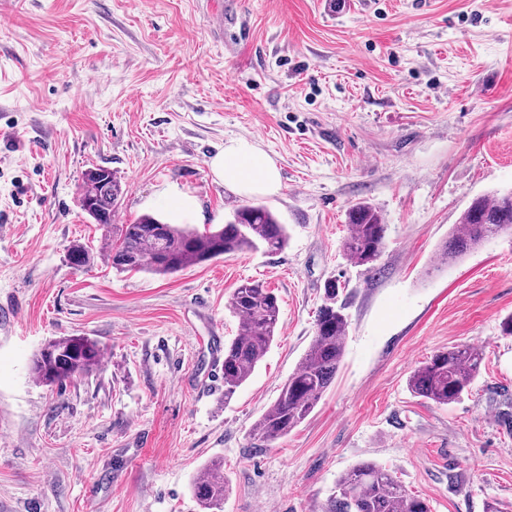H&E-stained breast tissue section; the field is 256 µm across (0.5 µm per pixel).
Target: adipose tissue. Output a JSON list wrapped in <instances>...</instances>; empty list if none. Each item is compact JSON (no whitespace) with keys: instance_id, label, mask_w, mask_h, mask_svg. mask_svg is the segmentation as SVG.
Returning <instances> with one entry per match:
<instances>
[{"instance_id":"ef3b65f1","label":"adipose tissue","mask_w":512,"mask_h":512,"mask_svg":"<svg viewBox=\"0 0 512 512\" xmlns=\"http://www.w3.org/2000/svg\"><path fill=\"white\" fill-rule=\"evenodd\" d=\"M209 167L225 188L240 195H271L280 189L275 160L245 138L225 142L223 149L211 157Z\"/></svg>"}]
</instances>
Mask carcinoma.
<instances>
[{
    "mask_svg": "<svg viewBox=\"0 0 512 512\" xmlns=\"http://www.w3.org/2000/svg\"><path fill=\"white\" fill-rule=\"evenodd\" d=\"M122 194L120 178L109 168L93 167L83 177L82 209L100 224L114 212ZM345 255L357 266L374 268L385 247L387 225L375 206L353 205L347 214ZM512 229V192L475 198L453 225L441 258L448 262L466 254L504 230ZM288 244L286 226L265 206L245 205L224 225L198 231L142 215L118 228L117 238L104 244L107 260L119 273L166 276L224 255L262 246L278 253ZM340 285L324 288L315 334L298 368L288 377L277 400L256 422L253 432L261 442L280 439L311 413L332 383L341 362L349 322L346 304L338 302ZM229 307L238 318V334L224 345L222 355L224 400L245 383L268 352L279 326L277 296L264 284L246 281L232 292ZM103 348L86 336H65L44 344L33 359L34 378L46 385L65 383L89 373L101 363ZM483 354L470 344H459L432 355L409 379L411 391L438 405L458 402L469 393L481 371ZM227 478L224 463L209 464L194 483V496L204 508L224 504ZM326 512H431L428 503L408 494L387 469L362 463L336 480V495Z\"/></svg>",
    "mask_w": 512,
    "mask_h": 512,
    "instance_id": "carcinoma-1",
    "label": "carcinoma"
}]
</instances>
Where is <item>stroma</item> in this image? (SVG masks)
<instances>
[{"instance_id":"obj_1","label":"stroma","mask_w":512,"mask_h":512,"mask_svg":"<svg viewBox=\"0 0 512 512\" xmlns=\"http://www.w3.org/2000/svg\"><path fill=\"white\" fill-rule=\"evenodd\" d=\"M215 2L0 0V512H204L192 483L216 459L223 512H325L366 462L431 512H512V230L439 261L475 198L512 190V0H231L244 24L221 30ZM235 138L276 160L277 194L215 179ZM93 166L122 180L114 224L171 218L179 194L199 229L266 206L288 245L116 273L81 207ZM359 202L387 226L373 270L342 251ZM251 279L280 323L228 399L205 384L212 339L236 336L228 300ZM330 280L349 317L336 377L256 442ZM71 335L103 345L100 368L37 382L34 354ZM462 343L484 353L471 394H413L412 371Z\"/></svg>"}]
</instances>
